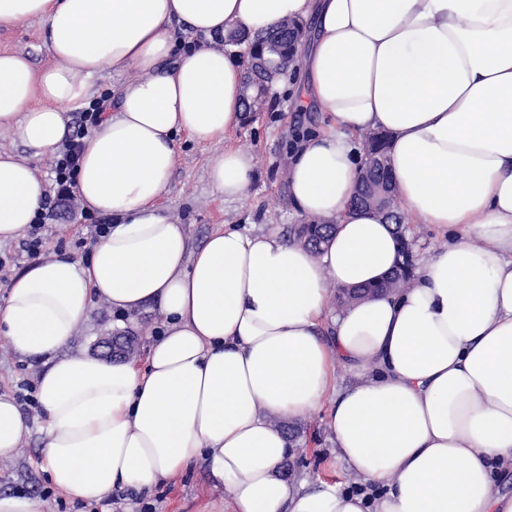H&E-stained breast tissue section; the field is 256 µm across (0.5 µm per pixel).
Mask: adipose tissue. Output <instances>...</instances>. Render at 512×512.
Wrapping results in <instances>:
<instances>
[{
  "label": "adipose tissue",
  "mask_w": 512,
  "mask_h": 512,
  "mask_svg": "<svg viewBox=\"0 0 512 512\" xmlns=\"http://www.w3.org/2000/svg\"><path fill=\"white\" fill-rule=\"evenodd\" d=\"M312 16L305 65L325 125L295 144L288 197L335 233L318 256L230 224L192 247L159 204L176 138H223L243 113L241 64L211 37ZM28 19L51 62L0 51V128L32 157L56 154L95 78L136 74L83 137L74 173L110 232L87 261H32L0 301V335L41 365V468L55 489L147 496L202 466L224 512H512L494 481L512 472V0H0V29ZM176 24L204 43L177 48ZM378 130L398 199L448 241L397 294L333 315L334 290L401 260L381 215L350 204L356 137ZM253 170L237 148L208 163L228 201ZM47 193L0 149V242L33 224ZM97 299L155 309L145 363L65 352ZM320 408L336 459L376 496L285 475L297 447L279 421ZM27 429L0 394L1 459Z\"/></svg>",
  "instance_id": "adipose-tissue-1"
}]
</instances>
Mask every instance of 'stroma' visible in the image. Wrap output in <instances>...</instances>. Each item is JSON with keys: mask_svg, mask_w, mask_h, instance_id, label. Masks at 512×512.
<instances>
[{"mask_svg": "<svg viewBox=\"0 0 512 512\" xmlns=\"http://www.w3.org/2000/svg\"><path fill=\"white\" fill-rule=\"evenodd\" d=\"M0 50L28 54L35 64L49 60L45 50V34L34 19L11 29H0ZM309 80L304 68L298 67L275 83L270 103L260 112L248 113L246 120L231 133L229 141L198 143L180 136L178 163L168 190L161 200L165 212L185 224L193 246H201L208 235L222 224H233L248 233H261L273 228L281 231L304 218L288 199L289 152L300 130H316L324 115L315 105L306 103L303 91ZM250 152L255 161V175L246 196L238 201L224 200L208 179V162L223 151L225 143ZM84 207L58 211L52 222L55 231L44 246L47 256L67 252L86 259L92 238L87 228ZM158 320L156 312L145 311L125 319L118 318L106 303L95 302L87 320L78 328L69 351H94L100 337L125 328L137 336H145ZM40 365L15 355L6 338L0 336V393L17 395L21 384H35ZM28 430L16 454L0 459V493L22 494L38 498L43 512H206L209 506L224 503V488L217 485L204 468L159 485L150 497L138 498L125 491L93 505L66 498L48 483L39 466L41 442L38 407H24ZM300 451L293 456L295 476L311 481L327 479L341 488L354 485L353 477L343 466L332 463L333 439L328 430L326 409L312 412L299 422Z\"/></svg>", "mask_w": 512, "mask_h": 512, "instance_id": "obj_1", "label": "stroma"}]
</instances>
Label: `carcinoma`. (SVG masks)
<instances>
[{
    "instance_id": "obj_1",
    "label": "carcinoma",
    "mask_w": 512,
    "mask_h": 512,
    "mask_svg": "<svg viewBox=\"0 0 512 512\" xmlns=\"http://www.w3.org/2000/svg\"><path fill=\"white\" fill-rule=\"evenodd\" d=\"M304 23L296 20H286L278 27L259 32L252 36L241 30H234L224 36L228 46L249 42V50L245 61V76L243 82L244 99H265L269 84L284 73V66L292 61L297 36L303 34ZM388 136L382 132H369L365 135V154L378 159L379 166L369 174L371 189L381 187L385 191V206H395V191L392 176L385 163V149ZM335 231V225L326 224L320 218H312L305 224H297L290 228L292 238L299 240L314 254L320 252ZM401 245L403 261L396 266L377 286L373 288H354L337 295V303L342 305L349 301L363 298L374 292L396 291L404 287L415 270V263L408 251L409 243L406 237L398 236Z\"/></svg>"
}]
</instances>
